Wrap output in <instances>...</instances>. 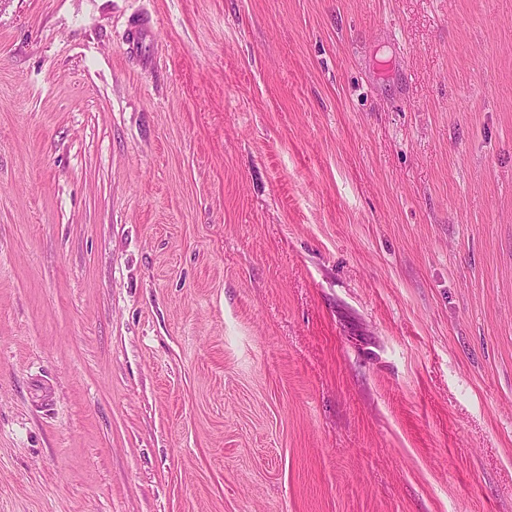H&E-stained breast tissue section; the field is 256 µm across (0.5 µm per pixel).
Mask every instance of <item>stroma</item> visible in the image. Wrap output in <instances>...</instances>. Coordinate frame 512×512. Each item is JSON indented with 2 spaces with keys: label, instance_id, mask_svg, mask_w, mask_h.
Wrapping results in <instances>:
<instances>
[{
  "label": "stroma",
  "instance_id": "1",
  "mask_svg": "<svg viewBox=\"0 0 512 512\" xmlns=\"http://www.w3.org/2000/svg\"><path fill=\"white\" fill-rule=\"evenodd\" d=\"M0 512H512V0H0Z\"/></svg>",
  "mask_w": 512,
  "mask_h": 512
}]
</instances>
